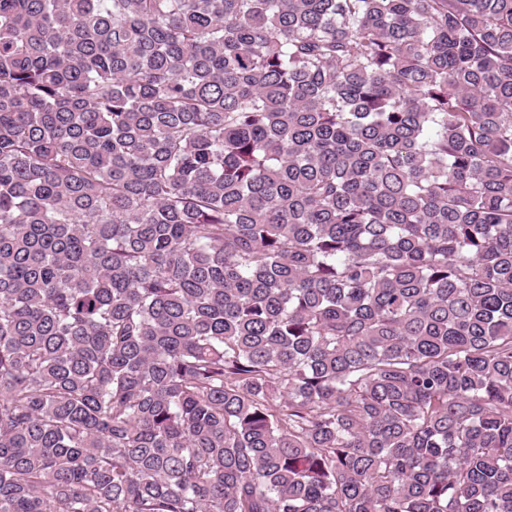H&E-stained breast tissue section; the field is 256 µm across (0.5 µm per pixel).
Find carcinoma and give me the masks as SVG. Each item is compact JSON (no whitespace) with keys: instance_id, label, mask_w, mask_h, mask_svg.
Segmentation results:
<instances>
[{"instance_id":"1","label":"carcinoma","mask_w":512,"mask_h":512,"mask_svg":"<svg viewBox=\"0 0 512 512\" xmlns=\"http://www.w3.org/2000/svg\"><path fill=\"white\" fill-rule=\"evenodd\" d=\"M0 512H512V0H0Z\"/></svg>"}]
</instances>
